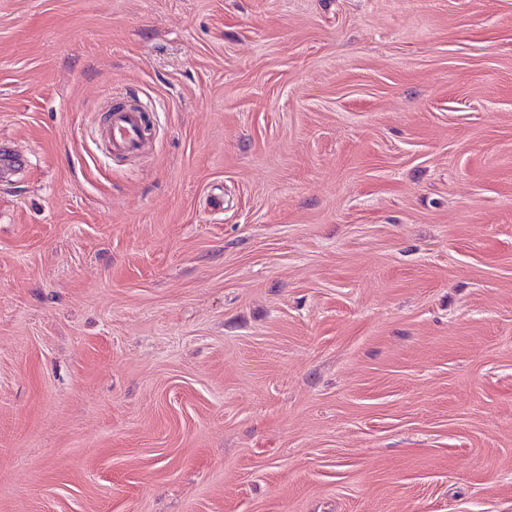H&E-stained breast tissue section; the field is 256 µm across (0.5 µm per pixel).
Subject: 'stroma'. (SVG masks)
<instances>
[{"instance_id":"stroma-1","label":"stroma","mask_w":512,"mask_h":512,"mask_svg":"<svg viewBox=\"0 0 512 512\" xmlns=\"http://www.w3.org/2000/svg\"><path fill=\"white\" fill-rule=\"evenodd\" d=\"M0 512H512V0H0ZM145 121V112L137 109L116 110L110 113L104 137L112 155L133 154L141 149L140 134Z\"/></svg>"}]
</instances>
